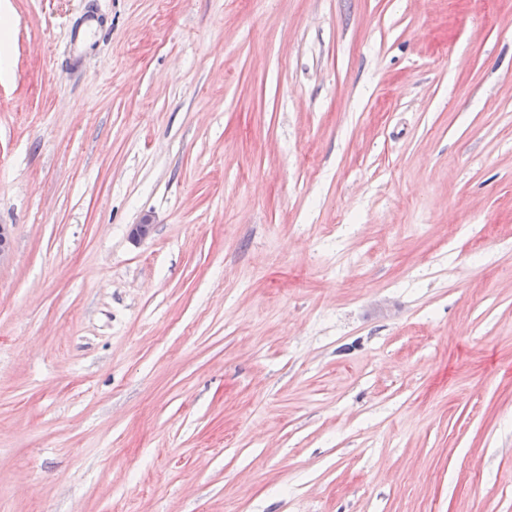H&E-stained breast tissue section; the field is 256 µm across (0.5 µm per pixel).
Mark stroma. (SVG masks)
I'll return each instance as SVG.
<instances>
[{
	"instance_id": "1",
	"label": "stroma",
	"mask_w": 512,
	"mask_h": 512,
	"mask_svg": "<svg viewBox=\"0 0 512 512\" xmlns=\"http://www.w3.org/2000/svg\"><path fill=\"white\" fill-rule=\"evenodd\" d=\"M0 224V512H512V0H0Z\"/></svg>"
}]
</instances>
